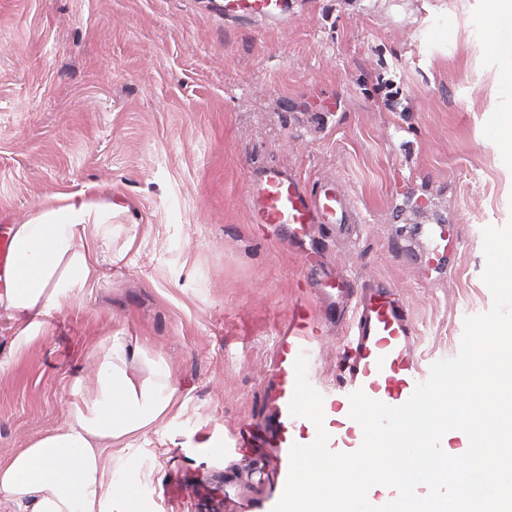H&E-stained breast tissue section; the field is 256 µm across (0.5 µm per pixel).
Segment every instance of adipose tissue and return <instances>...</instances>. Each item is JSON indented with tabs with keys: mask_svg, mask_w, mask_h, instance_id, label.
<instances>
[{
	"mask_svg": "<svg viewBox=\"0 0 512 512\" xmlns=\"http://www.w3.org/2000/svg\"><path fill=\"white\" fill-rule=\"evenodd\" d=\"M487 46L500 60L507 99L496 107L502 157L512 163V0H487ZM121 205L84 195L38 206L8 229L12 261L0 275V316L22 352L43 333L46 317L97 282L101 245ZM68 422L0 461V497L22 512H127L128 492L104 481L105 452L146 434L172 412L177 388L164 358H150L128 337L105 338L87 377L69 384Z\"/></svg>",
	"mask_w": 512,
	"mask_h": 512,
	"instance_id": "ef3b65f1",
	"label": "adipose tissue"
}]
</instances>
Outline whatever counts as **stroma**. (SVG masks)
I'll return each mask as SVG.
<instances>
[{"mask_svg":"<svg viewBox=\"0 0 512 512\" xmlns=\"http://www.w3.org/2000/svg\"><path fill=\"white\" fill-rule=\"evenodd\" d=\"M221 0H0V226L55 194L127 207L124 258L46 319L19 355L0 326V460L64 427L68 383L121 331L164 357L178 414L106 450L132 512H254L270 448L212 445L271 425L270 370L320 282L383 288L408 307L422 370L457 356L493 304L483 230L512 220V166L486 0H288L278 22ZM276 166L348 187L359 223L306 247L257 227L250 175ZM351 312L326 324L317 377L342 384Z\"/></svg>","mask_w":512,"mask_h":512,"instance_id":"1","label":"stroma"}]
</instances>
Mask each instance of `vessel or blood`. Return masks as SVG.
Returning <instances> with one entry per match:
<instances>
[{
  "mask_svg": "<svg viewBox=\"0 0 512 512\" xmlns=\"http://www.w3.org/2000/svg\"><path fill=\"white\" fill-rule=\"evenodd\" d=\"M288 0H224L225 17L236 20L278 21L287 13ZM246 202L253 223L281 227L286 238L297 241L306 236L310 225L354 224L358 221L355 204L342 182L318 180L306 184L299 177L278 167L264 168L252 178ZM354 338L349 344L348 378L340 391L322 389L324 427L328 447L336 449L343 432H354L351 448H360L359 424L350 416V396L363 391L371 399L389 406L404 404L420 381L418 360L412 349L415 334L404 306L387 291L375 288L359 295L353 306ZM320 323L311 308L297 309L281 336L271 366L277 377L272 413L275 428L264 431L252 425L237 429V448H272L276 451L274 477L277 492L262 505L273 512L284 491L293 445L314 441L316 428L303 417L292 416L289 403L295 388L294 362L306 354L309 369H316L320 344Z\"/></svg>",
  "mask_w": 512,
  "mask_h": 512,
  "instance_id": "b4317fda",
  "label": "vessel or blood"
}]
</instances>
